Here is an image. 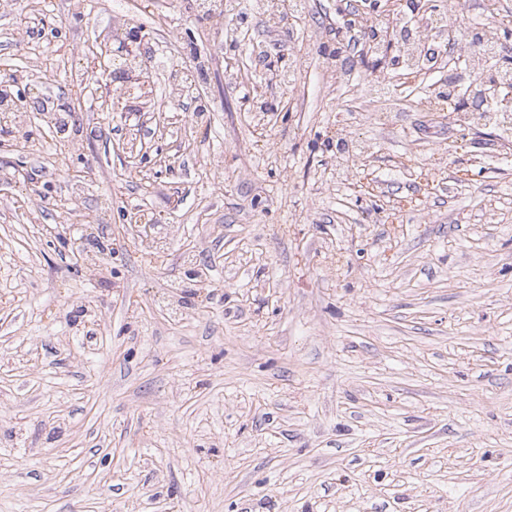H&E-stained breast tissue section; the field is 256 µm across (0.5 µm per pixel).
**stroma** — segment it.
<instances>
[{"label": "stroma", "instance_id": "stroma-1", "mask_svg": "<svg viewBox=\"0 0 512 512\" xmlns=\"http://www.w3.org/2000/svg\"><path fill=\"white\" fill-rule=\"evenodd\" d=\"M201 3L0 10V72L41 19L22 87L69 115L0 132V512H512V139L420 109L398 65L377 92L348 51L338 85L327 30L387 0L253 18L233 53ZM439 5L512 29V0ZM76 44L109 45L144 110Z\"/></svg>", "mask_w": 512, "mask_h": 512}]
</instances>
